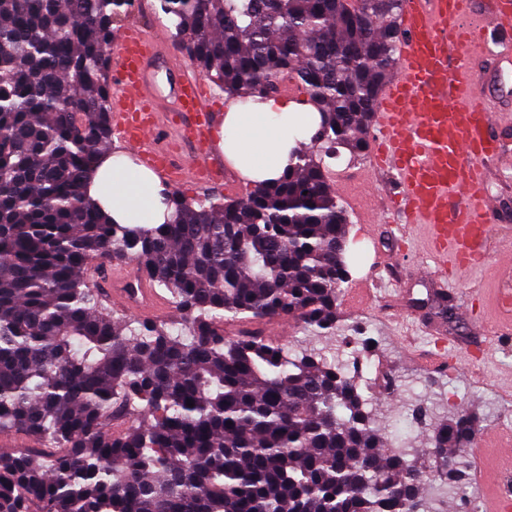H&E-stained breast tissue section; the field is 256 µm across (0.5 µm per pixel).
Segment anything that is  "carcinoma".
<instances>
[{
	"mask_svg": "<svg viewBox=\"0 0 512 512\" xmlns=\"http://www.w3.org/2000/svg\"><path fill=\"white\" fill-rule=\"evenodd\" d=\"M135 0H0V512H443L477 418L434 420L433 471L388 444L336 339L347 219L324 158L366 150L403 0H160L218 88L291 80L321 114L315 151L222 203L114 224L86 194L112 144L109 46ZM132 262L180 324L116 318L89 285ZM296 319L315 344L264 335ZM193 406H187V401Z\"/></svg>",
	"mask_w": 512,
	"mask_h": 512,
	"instance_id": "obj_1",
	"label": "carcinoma"
}]
</instances>
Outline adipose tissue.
Segmentation results:
<instances>
[{
  "mask_svg": "<svg viewBox=\"0 0 512 512\" xmlns=\"http://www.w3.org/2000/svg\"><path fill=\"white\" fill-rule=\"evenodd\" d=\"M319 121L318 113L304 111L288 100L232 101L219 131V147L244 179H274L287 166L292 150L316 132ZM87 187L113 223L155 226L170 217L165 185L129 153L100 157L87 173Z\"/></svg>",
  "mask_w": 512,
  "mask_h": 512,
  "instance_id": "ef3b65f1",
  "label": "adipose tissue"
}]
</instances>
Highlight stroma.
I'll list each match as a JSON object with an SVG mask.
<instances>
[{
    "label": "stroma",
    "instance_id": "stroma-1",
    "mask_svg": "<svg viewBox=\"0 0 512 512\" xmlns=\"http://www.w3.org/2000/svg\"><path fill=\"white\" fill-rule=\"evenodd\" d=\"M495 132L505 154L488 165L487 186L497 201L495 236L505 239L512 236V124ZM373 184L364 178L361 194L372 206L375 223H360L355 208L346 210L349 279L338 301L336 359L348 366L356 356V346L346 344V337L375 339L372 367L363 376L372 378L378 368L396 376L398 384L385 404L399 420L403 441L415 448L428 445L423 411L440 395L455 396L460 406L480 416L487 471L502 479L512 473V464L497 452L499 439L508 434L502 419L512 414V328L491 303L495 264L448 278L442 295H435L433 283L413 274L430 262L423 227H412L406 239L394 238L385 195ZM363 282L371 302L351 308V291Z\"/></svg>",
    "mask_w": 512,
    "mask_h": 512
}]
</instances>
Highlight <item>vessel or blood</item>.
<instances>
[{
    "mask_svg": "<svg viewBox=\"0 0 512 512\" xmlns=\"http://www.w3.org/2000/svg\"><path fill=\"white\" fill-rule=\"evenodd\" d=\"M475 0H403L397 24V73L379 91L368 139L371 168L391 181L402 228L426 231L431 266L419 276L483 265L493 243L496 201L485 164L502 157L494 127L508 116L512 71L475 78L477 59L512 62V0L479 11ZM113 65L110 117L114 134L165 180L206 187L224 169L210 162L214 120L202 78L190 72L162 37L127 28L110 48ZM171 77L160 84L158 71ZM497 314L512 323V254L501 253ZM103 294L137 314L162 316L166 303L145 279L113 267Z\"/></svg>",
    "mask_w": 512,
    "mask_h": 512,
    "instance_id": "obj_1",
    "label": "vessel or blood"
}]
</instances>
